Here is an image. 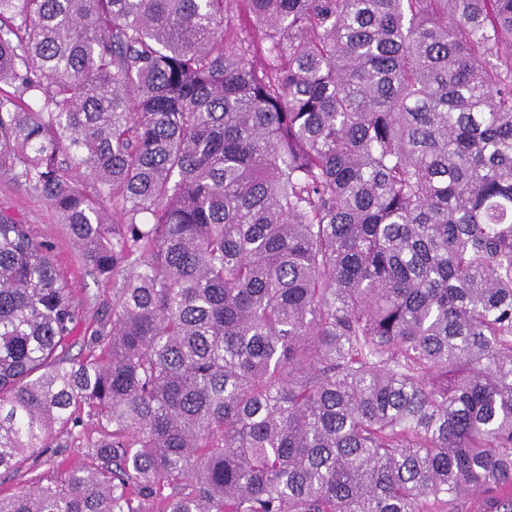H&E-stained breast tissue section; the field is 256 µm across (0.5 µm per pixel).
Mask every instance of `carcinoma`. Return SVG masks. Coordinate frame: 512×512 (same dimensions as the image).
I'll return each instance as SVG.
<instances>
[{"label": "carcinoma", "instance_id": "carcinoma-1", "mask_svg": "<svg viewBox=\"0 0 512 512\" xmlns=\"http://www.w3.org/2000/svg\"><path fill=\"white\" fill-rule=\"evenodd\" d=\"M2 83L112 297L0 212V512H512V0H0Z\"/></svg>", "mask_w": 512, "mask_h": 512}]
</instances>
